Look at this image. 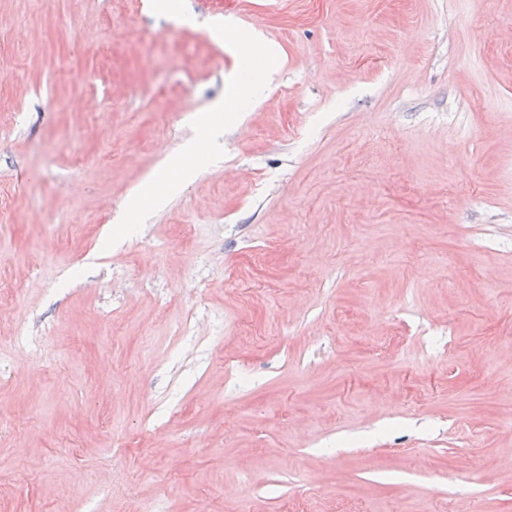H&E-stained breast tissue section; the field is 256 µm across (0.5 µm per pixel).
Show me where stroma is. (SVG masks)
<instances>
[{"label":"stroma","mask_w":512,"mask_h":512,"mask_svg":"<svg viewBox=\"0 0 512 512\" xmlns=\"http://www.w3.org/2000/svg\"><path fill=\"white\" fill-rule=\"evenodd\" d=\"M154 3L0 0V512H512V0ZM211 32L217 37L224 35L231 43L250 47L251 53L244 59L248 76L235 84L231 94L224 99V103L219 102L210 112L197 116L196 123L202 132L201 140L187 144L178 154L169 158L159 173L131 197L127 204L130 215L137 213L144 204L157 207L165 204L169 196L182 187L186 176L194 170L195 160L205 151L218 146L224 116L230 114L223 112H237L239 103L250 97L254 88L270 76V68L262 67L260 62L272 52V49L257 33H244L227 21H224V28L215 27Z\"/></svg>","instance_id":"1"}]
</instances>
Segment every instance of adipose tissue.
<instances>
[{
    "label": "adipose tissue",
    "mask_w": 512,
    "mask_h": 512,
    "mask_svg": "<svg viewBox=\"0 0 512 512\" xmlns=\"http://www.w3.org/2000/svg\"><path fill=\"white\" fill-rule=\"evenodd\" d=\"M213 33L215 36L225 37L231 43L245 44L250 47L251 53L244 60L248 76L235 84L231 94L223 103L197 116L196 123L202 132L201 140L187 144L178 154L164 163L159 173L131 197L127 204L129 213H137L145 204L157 207L165 204L169 196L182 187L186 176L193 171L196 159L205 151L216 148L225 113L237 111L239 103L251 96L254 88L270 76L269 69L262 67L261 61L268 56L271 48L257 33L242 32L229 23L214 28Z\"/></svg>",
    "instance_id": "adipose-tissue-1"
}]
</instances>
